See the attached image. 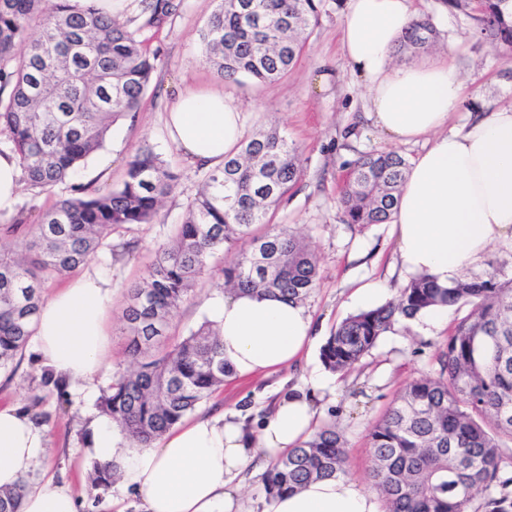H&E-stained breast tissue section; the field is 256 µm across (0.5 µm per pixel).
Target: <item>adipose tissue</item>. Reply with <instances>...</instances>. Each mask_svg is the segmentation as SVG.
Wrapping results in <instances>:
<instances>
[{
    "instance_id": "ef3b65f1",
    "label": "adipose tissue",
    "mask_w": 512,
    "mask_h": 512,
    "mask_svg": "<svg viewBox=\"0 0 512 512\" xmlns=\"http://www.w3.org/2000/svg\"><path fill=\"white\" fill-rule=\"evenodd\" d=\"M413 0H347L340 54L367 86L365 119L390 140L429 139L412 159L392 216L401 267L445 286L478 263L489 246L512 240V106L479 114L462 128L448 122L459 111L464 85L448 63L394 66L391 53L413 17ZM171 142L193 162L222 164L242 138L243 108L220 90H187L167 113ZM16 154L0 147V218L20 201ZM112 281L93 266L45 300L35 319L37 365L65 382L90 378L108 342L106 314ZM220 330L224 359L239 377L267 374L296 363L314 339L312 318L300 302L272 294L225 293L208 307ZM317 376L277 400L259 431L235 414L185 422L144 448L124 443L118 427L101 418L87 441L119 474L117 495L139 497L142 512H242L240 484L312 434L319 408ZM45 428L17 406L0 407V490L15 488L44 457ZM21 512H78L73 496L46 482L28 489ZM270 512H381L376 494L345 477L311 481L277 498Z\"/></svg>"
}]
</instances>
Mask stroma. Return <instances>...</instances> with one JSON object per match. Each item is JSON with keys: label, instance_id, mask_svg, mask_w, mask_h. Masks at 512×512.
Segmentation results:
<instances>
[{"label": "stroma", "instance_id": "stroma-1", "mask_svg": "<svg viewBox=\"0 0 512 512\" xmlns=\"http://www.w3.org/2000/svg\"><path fill=\"white\" fill-rule=\"evenodd\" d=\"M344 2L326 0L318 26L287 76L274 85H259L249 79L224 81L202 57L201 32L218 0H181L175 13L144 32L150 51L156 54L155 71L135 120L114 123L103 147L78 166L66 184L40 193L23 190L13 218L0 219V249L19 250L27 242L26 224L59 197L69 195L72 186L91 190L119 187L125 164L136 152L152 151L179 176L174 192L164 200L152 223L115 230L92 259L112 280V303L106 315L110 367L96 376L93 388L70 387L64 400L52 396L35 403V396L42 393L41 373L28 348L0 370V405L25 408L35 404L49 416L45 427L50 448L44 463L26 476L27 486L50 478L67 486L80 505L88 503V472L94 455L85 444L86 422L98 416L102 391L130 365L122 320L127 290L143 276L157 247L174 238L203 180V168L171 143L164 122L178 95L195 88L221 90L243 102L247 107L245 135L274 125L297 147L304 174L281 206L276 221L305 237L318 257L319 279L304 301L318 334L310 351L297 364L262 379L227 378L193 415L198 418L235 411L245 416L249 429L256 430L279 395L301 378L321 374L325 386L318 391L324 403L320 420L337 421L348 441L350 477L361 488L370 489L371 428L407 383L434 370V358L448 339L449 324L460 318L461 312L449 308L448 325L429 334L418 332L410 322L396 325L346 374L327 371L321 362L320 348L328 336L359 310L351 299L356 288L370 280H383L389 288L386 298L391 301L404 281L391 224L362 229L343 221L338 197L350 166L366 153L395 149L409 160L423 150L419 142L394 146L365 119V84L340 58ZM414 9L416 15L436 23V46L416 56L394 53L393 62L446 61L454 66L466 89L464 104L454 113L452 125L461 126L472 114L512 104V53L475 35L473 22L465 14L442 12L440 0H414ZM238 255L235 247L213 254L208 271L172 318L171 341L189 335L206 320L208 301L224 292V267Z\"/></svg>", "mask_w": 512, "mask_h": 512}]
</instances>
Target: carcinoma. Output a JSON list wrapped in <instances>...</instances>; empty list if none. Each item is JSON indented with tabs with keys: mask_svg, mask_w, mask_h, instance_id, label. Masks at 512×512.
<instances>
[{
	"mask_svg": "<svg viewBox=\"0 0 512 512\" xmlns=\"http://www.w3.org/2000/svg\"><path fill=\"white\" fill-rule=\"evenodd\" d=\"M325 0H219L203 33L205 59L226 82L241 75L282 80L319 24ZM464 10L476 32L512 51V0H445ZM146 21L119 19L95 0H0V133L18 156L23 182L50 190L100 149L111 125L135 119L154 72L143 31L178 9L173 0H139ZM430 19L411 22L400 45L427 51ZM407 160L394 151L359 156L340 191L347 224L387 223L398 205ZM303 175L298 150L270 128L242 139L206 171L175 241L156 252L128 290L123 317L132 357L99 401L133 444L147 447L210 398L233 375L211 321L167 346L172 314L191 295L213 253L238 246L224 268L227 291L302 301L319 265L304 238L272 223ZM178 175L140 151L122 185L59 199L28 225L27 254L0 252V368L25 349L45 284L88 262L112 232L149 224ZM467 307L435 360L438 371L409 383L372 427V486L383 512H512V276L493 273L441 287L418 275L398 296L346 318L321 349L332 372L352 369L401 319L433 306ZM46 395L65 396L49 372ZM347 441L325 423L272 462L263 476L267 504L310 480L347 475ZM90 497L97 506L117 479L94 461ZM22 489L0 491V512H19Z\"/></svg>",
	"mask_w": 512,
	"mask_h": 512,
	"instance_id": "carcinoma-1",
	"label": "carcinoma"
}]
</instances>
